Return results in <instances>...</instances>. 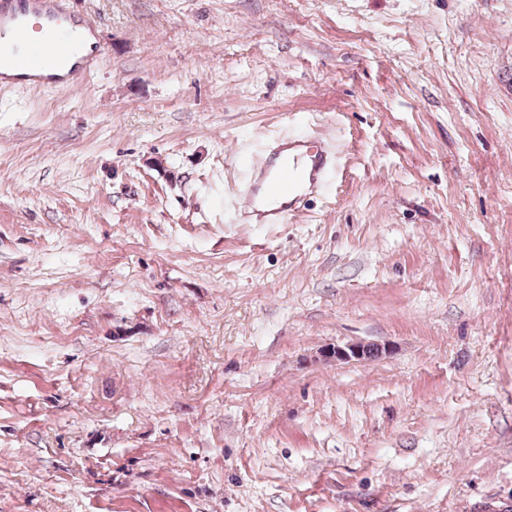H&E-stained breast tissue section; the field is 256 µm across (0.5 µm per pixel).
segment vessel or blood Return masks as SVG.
<instances>
[{"instance_id": "1", "label": "vessel or blood", "mask_w": 512, "mask_h": 512, "mask_svg": "<svg viewBox=\"0 0 512 512\" xmlns=\"http://www.w3.org/2000/svg\"><path fill=\"white\" fill-rule=\"evenodd\" d=\"M43 15L50 24L44 40L31 41L25 24L28 13ZM0 23L10 25L11 43L0 42V62L9 61L27 87L44 85V71L54 61L72 63L75 70H90L98 60L87 46L86 33L68 21L60 0H0ZM333 167L331 156L312 139L280 141L269 147L253 170L268 175V183L253 182L243 194L245 213L257 223L284 224L304 190L319 189Z\"/></svg>"}]
</instances>
